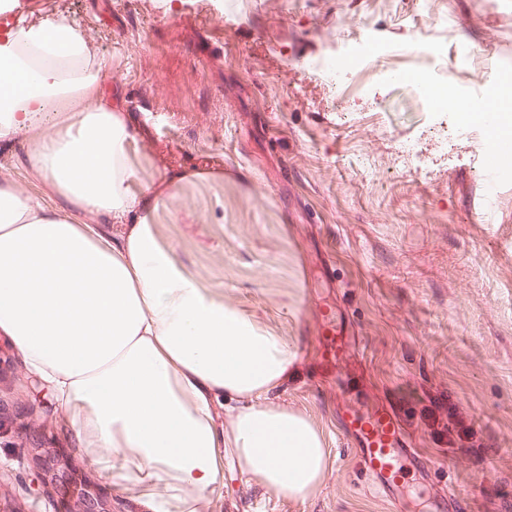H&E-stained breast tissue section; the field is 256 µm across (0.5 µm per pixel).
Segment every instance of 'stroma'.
<instances>
[{
	"instance_id": "obj_1",
	"label": "stroma",
	"mask_w": 512,
	"mask_h": 512,
	"mask_svg": "<svg viewBox=\"0 0 512 512\" xmlns=\"http://www.w3.org/2000/svg\"><path fill=\"white\" fill-rule=\"evenodd\" d=\"M50 0L29 21L67 17L94 47L104 99L137 132L141 177L191 172L157 223L178 261L294 347L299 376L279 398L322 428L328 475L295 500L264 491L224 461L210 512H512V168L487 184L486 126L436 111L408 83L446 84L448 60L425 43L496 46L512 0ZM347 14L365 52L341 89L304 67ZM400 82H393V75ZM419 145L404 167L387 158ZM342 328L357 349L325 377L318 333ZM0 335V502L56 512L30 496V432L70 450L77 490L101 488L124 512H148L115 487L58 420L52 391ZM384 405L426 466L404 463L401 505L377 493L342 431L345 407Z\"/></svg>"
}]
</instances>
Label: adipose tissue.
<instances>
[{"label":"adipose tissue","mask_w":512,"mask_h":512,"mask_svg":"<svg viewBox=\"0 0 512 512\" xmlns=\"http://www.w3.org/2000/svg\"><path fill=\"white\" fill-rule=\"evenodd\" d=\"M84 43L64 17L0 41V143L30 139L43 187L0 173V332L78 447L149 512H205L228 454L258 487L307 499L325 440L274 399L296 352L160 239L159 199L190 176L139 179L136 137L83 74Z\"/></svg>","instance_id":"adipose-tissue-1"}]
</instances>
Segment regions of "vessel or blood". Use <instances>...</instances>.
<instances>
[{
	"label": "vessel or blood",
	"instance_id": "vessel-or-blood-1",
	"mask_svg": "<svg viewBox=\"0 0 512 512\" xmlns=\"http://www.w3.org/2000/svg\"><path fill=\"white\" fill-rule=\"evenodd\" d=\"M352 346V337L340 331L321 337L317 358L327 372H334ZM342 428L353 440L360 465L372 478L376 491L397 501L405 481L400 461L405 457L418 459L419 453L403 439L394 415L382 408L370 412L353 410Z\"/></svg>",
	"mask_w": 512,
	"mask_h": 512
}]
</instances>
